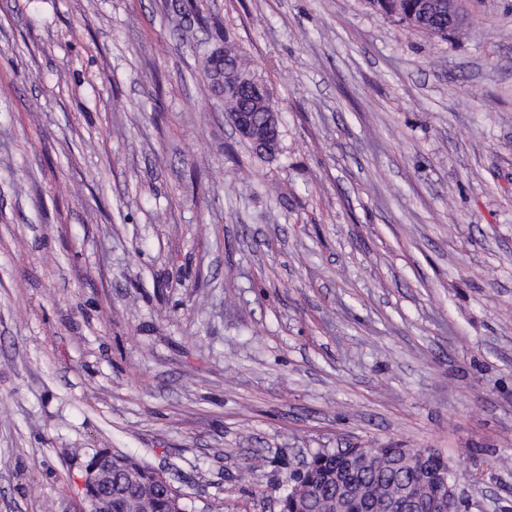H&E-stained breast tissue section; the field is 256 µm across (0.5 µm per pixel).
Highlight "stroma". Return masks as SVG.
<instances>
[{"mask_svg":"<svg viewBox=\"0 0 512 512\" xmlns=\"http://www.w3.org/2000/svg\"><path fill=\"white\" fill-rule=\"evenodd\" d=\"M0 0V512L118 450L278 512L329 448H433L512 512V0ZM232 41L281 114L239 142ZM371 8L384 12L385 14L395 15L399 18L398 22L405 24L410 28V20L407 11L409 1L405 0H367ZM419 1L416 7L417 22L422 26L448 20V31L463 28L468 25L469 18L465 13L461 0H413ZM448 31L437 30L430 34L448 35ZM224 49L231 53L232 57L237 60V63L240 67L246 69L241 61L240 56L231 46H219L210 51L206 73L209 81L219 91L222 100H224V96L227 93V88L225 87L224 83V75L229 69L233 67L232 63L225 56Z\"/></svg>","mask_w":512,"mask_h":512,"instance_id":"obj_1","label":"stroma"}]
</instances>
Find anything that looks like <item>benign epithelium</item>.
Returning <instances> with one entry per match:
<instances>
[{
  "mask_svg": "<svg viewBox=\"0 0 512 512\" xmlns=\"http://www.w3.org/2000/svg\"><path fill=\"white\" fill-rule=\"evenodd\" d=\"M417 22L422 26H430L443 20L448 22V29L463 28L468 25L469 18L465 13L462 0H419L416 7ZM232 68V63L225 56L224 47L219 46L209 53L206 73L209 81L225 96L227 88L224 83L225 73ZM237 84L245 87L255 105L254 112H229L227 117L231 126L242 142L251 143L270 155L276 154L280 141V113L269 95L263 80L254 73L237 75ZM376 449L362 448L360 453L349 457V465L353 470H360L369 465L375 456ZM435 453L433 449H407L401 455L392 458L391 465L401 469H416L421 473V483L429 481L426 474L425 460ZM446 490L434 498L430 507L432 512H452L459 504H467V500L458 489L456 480H445ZM84 512H109L108 502L112 500V457L99 453L85 466L83 478ZM359 489L355 488L344 476H336V512H345L347 501ZM424 499L421 488L412 485H400L391 495L383 498H372L368 501V512H395L401 508L403 512H420Z\"/></svg>",
  "mask_w": 512,
  "mask_h": 512,
  "instance_id": "7a95c632",
  "label": "benign epithelium"
}]
</instances>
